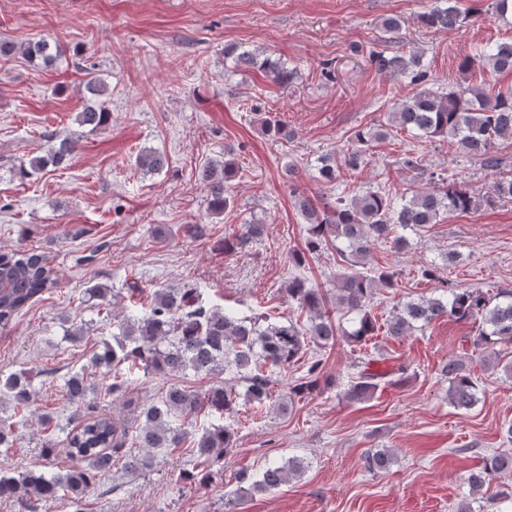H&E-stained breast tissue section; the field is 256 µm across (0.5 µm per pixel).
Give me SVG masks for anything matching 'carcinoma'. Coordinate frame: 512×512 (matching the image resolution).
<instances>
[{"instance_id":"carcinoma-1","label":"carcinoma","mask_w":512,"mask_h":512,"mask_svg":"<svg viewBox=\"0 0 512 512\" xmlns=\"http://www.w3.org/2000/svg\"><path fill=\"white\" fill-rule=\"evenodd\" d=\"M468 17L457 5V0H446L421 14L418 21L427 28L454 30ZM21 53L29 59L45 64L62 54L58 42L43 38L35 43L18 45L0 40V56ZM224 57L233 60L240 70L256 69L266 73L280 85L296 78L297 70L288 68L255 48L236 43L224 46ZM368 60L379 72L406 74L416 85L415 93L388 114L387 122L374 127L360 128L352 141L356 149L344 156L343 163L350 169L362 163L360 147L375 140H384L393 130H406L428 139L448 137L467 154L484 159L486 166L497 168L502 158L493 154L496 141L512 137V85L488 95L478 88L460 87L446 92L427 86L429 76L421 68L420 56L414 52L388 55L372 49ZM493 73L512 72V42L498 43L478 56ZM87 91L95 98L92 105L77 114L81 126L97 128L103 125L109 112L104 99L107 87L91 77L85 82ZM265 135L278 140L288 138L287 127L268 114L262 120ZM71 152V140L65 136L42 156L28 160L20 173L31 175L53 165L61 166ZM167 163L165 155L143 150L135 157L137 168L158 172ZM399 166L430 185L408 199L396 201L388 194L370 189L345 202L338 196L318 206L300 193L294 194L295 206L307 224L306 249L319 252L323 246L336 240L345 245L339 249L346 270L336 274V307L354 315L352 328L344 335L350 342L362 346L369 343L380 329L394 339L408 336L420 326L450 315L465 322L478 324L474 343L486 349L512 342V289H502L492 297L479 288H450L439 273L440 266L432 264L423 275L442 284L446 296L427 300L401 301L393 307L385 323L378 322L372 309V299L378 288L396 285V271L389 267H371L368 258L376 243H388L397 251L406 244L398 230H423L444 213L467 212L478 207L470 192L456 184H448V177L437 170L423 168L418 157L410 152L400 155ZM338 166L331 157L322 159L319 178L326 183L337 180ZM235 164L209 162L200 170V180L207 192L208 209L214 215L234 204L230 181ZM261 224H246L238 237L224 240V251L233 252L238 246L256 241L263 235ZM57 286V274L46 255L35 250L14 249L0 252V330L7 329L16 317L42 294ZM288 298L297 303L306 315L307 323L280 321L267 313L238 317L229 310L215 309L203 299L202 292L191 286L162 288L154 292L152 301L134 308L133 313L118 321V333L112 336L114 345L107 343L94 352L90 363L114 371L105 394L120 397L127 389L128 369H142L145 374L176 375L186 370L209 375L216 371H233L241 375L245 391L240 394L222 385L210 387L203 395L181 387H169L158 403L136 406L133 420L108 416L97 411L88 400L86 381L81 372L64 382V389L75 405L71 416L73 424L61 440L50 438L43 453L54 454L63 444L68 454L87 463V468H74L57 476L29 472L18 477L0 476V497H15L22 502L33 498L44 501L61 497L68 499L74 512L80 508L84 496L98 474L112 468V462L121 461L130 473H139L152 466L157 454L180 447L186 434L185 425L200 409L206 408L220 416L234 411L238 399L262 405L271 399L274 380L272 372L285 370L299 360L306 344L312 342L326 347L336 339L337 328L327 308V296L308 280L295 277L286 288ZM375 360L365 356L357 363L358 372L343 393L348 402L361 403L370 399L379 389L386 373L375 371ZM443 372L448 376V398L457 408H468L476 399L477 384L468 375L460 373L457 363L450 361ZM320 361L315 360L301 381L289 388L288 400L279 405L283 412L295 400L319 389ZM0 391L9 393L20 405L30 403V381L24 372L0 379ZM234 435L224 425L204 429L194 442L198 460L213 464L221 462L233 446ZM133 444L147 449L143 455L127 448ZM393 456L387 449L368 451L363 457L364 468L378 473L390 467ZM305 471L303 460L292 458L285 463L266 466L257 476L246 468L240 470L236 490L241 500L255 493H267L301 476ZM512 472V456L494 454L483 459L480 467L472 470L466 482L474 494L482 493L496 474Z\"/></svg>"}]
</instances>
